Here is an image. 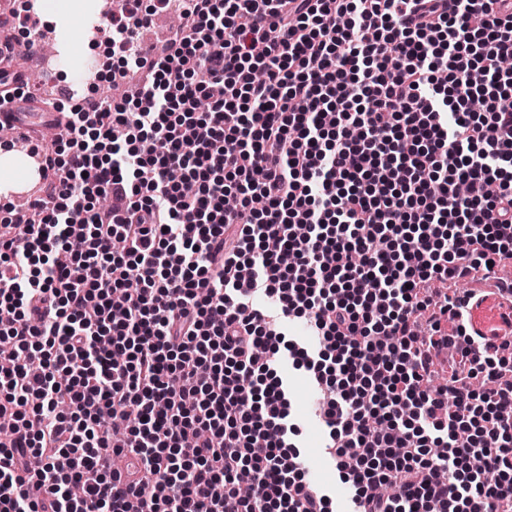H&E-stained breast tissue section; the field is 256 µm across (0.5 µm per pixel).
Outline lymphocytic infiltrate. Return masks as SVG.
Here are the masks:
<instances>
[{
    "label": "lymphocytic infiltrate",
    "instance_id": "f902f5d3",
    "mask_svg": "<svg viewBox=\"0 0 512 512\" xmlns=\"http://www.w3.org/2000/svg\"><path fill=\"white\" fill-rule=\"evenodd\" d=\"M170 5L107 15L103 69L148 78L71 105L41 195L0 218V512H331L283 350L353 512H512V339L471 355L429 288L512 259V0H181L145 55ZM300 317L317 351L286 342ZM292 407L301 415L303 429L302 465L307 477L319 485H336V469L323 448L328 436L319 419L321 396L315 386H309L298 375L289 382Z\"/></svg>",
    "mask_w": 512,
    "mask_h": 512
}]
</instances>
